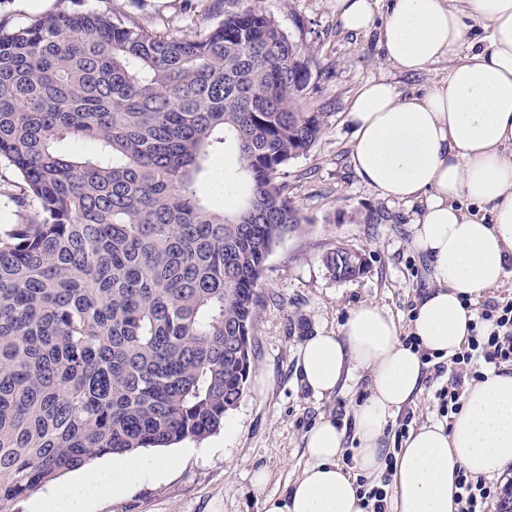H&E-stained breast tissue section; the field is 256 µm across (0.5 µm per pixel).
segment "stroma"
<instances>
[{
  "label": "stroma",
  "instance_id": "1",
  "mask_svg": "<svg viewBox=\"0 0 512 512\" xmlns=\"http://www.w3.org/2000/svg\"><path fill=\"white\" fill-rule=\"evenodd\" d=\"M302 43L310 58L303 111L326 112L327 129L307 156L286 169L289 193L303 221L266 262L262 306L252 331L251 371L237 406L225 424L202 440L167 447L178 464L145 480L133 491L90 502L86 512H262L268 496L284 495L308 462L306 436L321 418H334L345 433L370 394L371 375L355 369L333 394L307 389L298 370L306 338L337 331L360 303L388 309L401 335H408L412 309L432 285V264L410 245L418 208L383 200L351 164L354 130L349 105L367 81L385 79L404 92L425 91L448 73L442 61L410 75L388 62L376 32L346 31L328 0H252ZM240 0H0V22L16 26L59 10H113L141 26L176 36L206 33ZM362 255L365 273L351 281L329 276L323 258L336 247ZM433 368H426L415 405L394 417L383 445L401 447L404 417L412 428L441 421ZM269 479L255 490L252 475Z\"/></svg>",
  "mask_w": 512,
  "mask_h": 512
}]
</instances>
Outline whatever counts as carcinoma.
Masks as SVG:
<instances>
[{
    "mask_svg": "<svg viewBox=\"0 0 512 512\" xmlns=\"http://www.w3.org/2000/svg\"><path fill=\"white\" fill-rule=\"evenodd\" d=\"M256 7L180 37L110 11L0 25V512L99 456L217 432L243 397L265 265L301 216L283 168L328 112ZM235 159L220 204L213 163ZM331 277L364 258L338 247Z\"/></svg>",
    "mask_w": 512,
    "mask_h": 512,
    "instance_id": "cac0c4a2",
    "label": "carcinoma"
}]
</instances>
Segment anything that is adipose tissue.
Listing matches in <instances>:
<instances>
[{
	"label": "adipose tissue",
	"instance_id": "adipose-tissue-1",
	"mask_svg": "<svg viewBox=\"0 0 512 512\" xmlns=\"http://www.w3.org/2000/svg\"><path fill=\"white\" fill-rule=\"evenodd\" d=\"M330 6L346 30H377L386 59L403 72L452 62L426 93L372 81L348 109L356 172L382 199L421 204L411 244L431 261L436 285L413 311L420 349L401 342L391 313L372 303L354 307L338 333L301 345L302 378L316 394H333L352 370L371 373V395L355 413L356 467L339 464L344 434L334 419H321L306 440L308 465L284 496L264 498L262 512H365L355 473L382 471L385 427L422 391V351L453 357L477 320L476 301L502 283L512 261V0H392L381 23L378 0ZM470 18L489 29L476 43ZM174 462L126 455L85 468L49 512H74L107 491L124 495ZM462 469L495 480L512 469V372L486 370L466 386L449 425L408 436L392 473L394 512H456Z\"/></svg>",
	"mask_w": 512,
	"mask_h": 512
}]
</instances>
